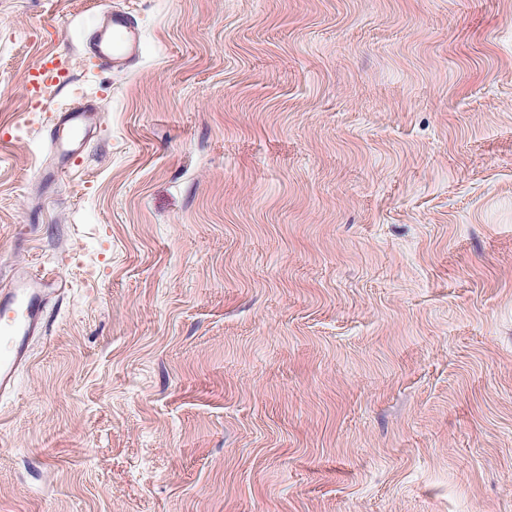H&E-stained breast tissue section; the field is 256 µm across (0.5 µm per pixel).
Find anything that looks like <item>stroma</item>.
I'll return each instance as SVG.
<instances>
[{
  "label": "stroma",
  "instance_id": "1",
  "mask_svg": "<svg viewBox=\"0 0 512 512\" xmlns=\"http://www.w3.org/2000/svg\"><path fill=\"white\" fill-rule=\"evenodd\" d=\"M105 2L0 0V512H512V0ZM142 35L130 12L112 7L104 8L84 52L101 69L125 70L140 56ZM101 111L91 100L58 112L49 135V147L64 174L78 165L85 152L90 134L101 121ZM56 288L25 267L13 270L9 288L0 289V396L12 395L18 376L31 361L33 345L46 331L45 310L52 293L66 288L55 279Z\"/></svg>",
  "mask_w": 512,
  "mask_h": 512
}]
</instances>
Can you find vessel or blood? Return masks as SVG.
<instances>
[{"label": "vessel or blood", "instance_id": "1", "mask_svg": "<svg viewBox=\"0 0 512 512\" xmlns=\"http://www.w3.org/2000/svg\"><path fill=\"white\" fill-rule=\"evenodd\" d=\"M142 51V35L130 12L104 8L84 52L107 70L129 68ZM101 121L92 101L58 112L49 135V147L61 172L78 165L91 133ZM63 280L48 284L25 267L14 268L9 287L0 289V396L13 394L18 376L31 361L33 345L46 331L45 310L53 290H64Z\"/></svg>", "mask_w": 512, "mask_h": 512}]
</instances>
